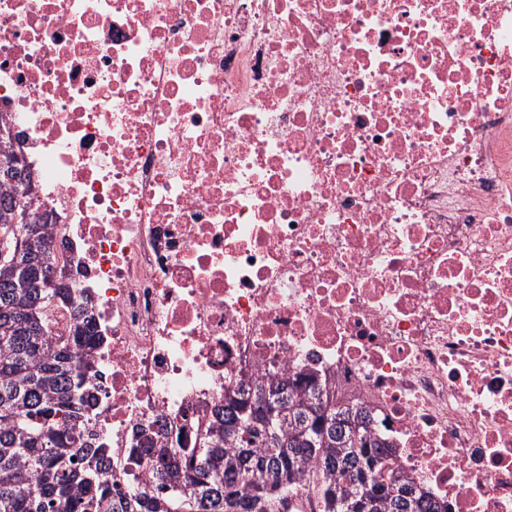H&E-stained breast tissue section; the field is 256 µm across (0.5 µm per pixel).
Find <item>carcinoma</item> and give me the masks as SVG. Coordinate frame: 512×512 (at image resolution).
<instances>
[{
	"label": "carcinoma",
	"instance_id": "carcinoma-1",
	"mask_svg": "<svg viewBox=\"0 0 512 512\" xmlns=\"http://www.w3.org/2000/svg\"><path fill=\"white\" fill-rule=\"evenodd\" d=\"M10 124L0 119V512H278L304 487L320 512H451L386 466L385 443L363 411L337 410L291 379L227 389L192 446L146 430L129 459L127 490H112L103 449L84 447L97 370L86 337L91 298L58 267L49 225L32 210ZM32 220L12 230L20 208ZM71 308V338L49 313ZM152 461L153 488L134 471Z\"/></svg>",
	"mask_w": 512,
	"mask_h": 512
}]
</instances>
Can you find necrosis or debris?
Listing matches in <instances>:
<instances>
[{"label": "necrosis or debris", "instance_id": "necrosis-or-debris-1", "mask_svg": "<svg viewBox=\"0 0 512 512\" xmlns=\"http://www.w3.org/2000/svg\"><path fill=\"white\" fill-rule=\"evenodd\" d=\"M0 112L96 304L114 480L304 373L512 512V0H0Z\"/></svg>", "mask_w": 512, "mask_h": 512}]
</instances>
